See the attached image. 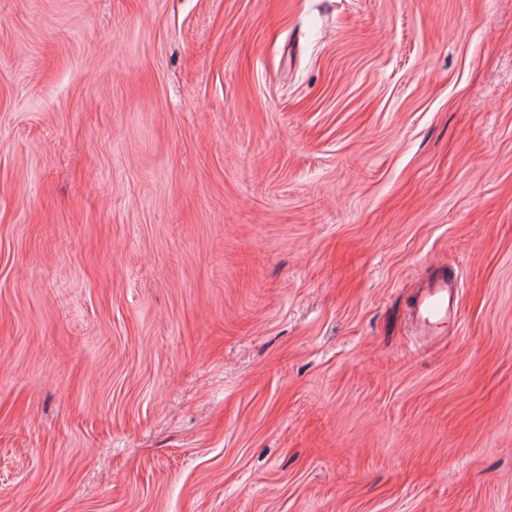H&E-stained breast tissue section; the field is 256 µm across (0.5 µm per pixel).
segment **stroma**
I'll return each instance as SVG.
<instances>
[{
    "label": "stroma",
    "mask_w": 512,
    "mask_h": 512,
    "mask_svg": "<svg viewBox=\"0 0 512 512\" xmlns=\"http://www.w3.org/2000/svg\"><path fill=\"white\" fill-rule=\"evenodd\" d=\"M0 512H512V0H0ZM461 314L460 284L446 269H440L419 286L415 295L411 309L415 336H439L448 324L459 323Z\"/></svg>",
    "instance_id": "obj_1"
}]
</instances>
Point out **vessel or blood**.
I'll return each mask as SVG.
<instances>
[{"instance_id":"obj_1","label":"vessel or blood","mask_w":512,"mask_h":512,"mask_svg":"<svg viewBox=\"0 0 512 512\" xmlns=\"http://www.w3.org/2000/svg\"><path fill=\"white\" fill-rule=\"evenodd\" d=\"M415 335L439 336L442 328L459 323L461 294L458 280L438 270L419 287L411 309Z\"/></svg>"}]
</instances>
